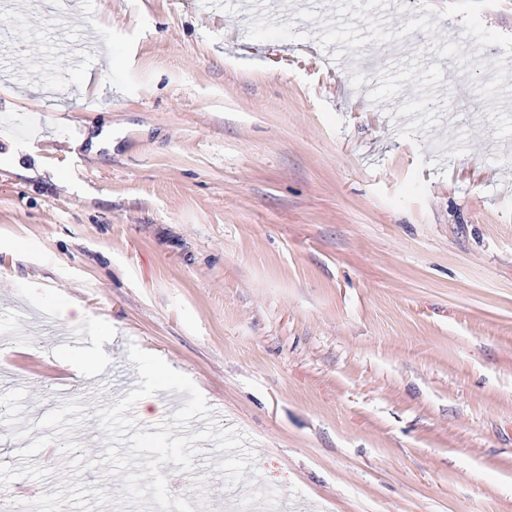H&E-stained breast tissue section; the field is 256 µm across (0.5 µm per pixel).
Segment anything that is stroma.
<instances>
[{"label": "stroma", "mask_w": 512, "mask_h": 512, "mask_svg": "<svg viewBox=\"0 0 512 512\" xmlns=\"http://www.w3.org/2000/svg\"><path fill=\"white\" fill-rule=\"evenodd\" d=\"M80 2L63 99L0 0V495L103 458L135 345L254 454L201 442L206 512H512V0Z\"/></svg>", "instance_id": "obj_1"}]
</instances>
